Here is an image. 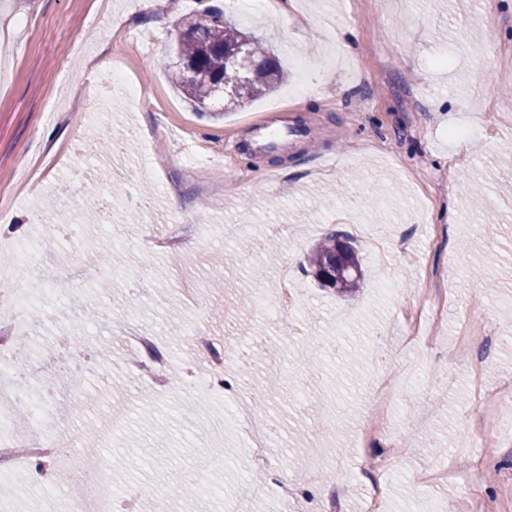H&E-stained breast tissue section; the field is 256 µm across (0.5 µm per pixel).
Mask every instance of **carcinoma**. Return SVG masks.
Wrapping results in <instances>:
<instances>
[{
  "label": "carcinoma",
  "mask_w": 512,
  "mask_h": 512,
  "mask_svg": "<svg viewBox=\"0 0 512 512\" xmlns=\"http://www.w3.org/2000/svg\"><path fill=\"white\" fill-rule=\"evenodd\" d=\"M244 43L259 61L243 76L224 63V55ZM178 47L180 67L173 70L175 81L200 104L213 98V88L225 85L231 92L222 95L224 109L232 110L242 97L263 95L283 78L266 44L254 34L240 30L237 23L215 9L206 10L190 23ZM308 264L319 285L338 296L354 292L363 278L359 257L349 238L340 232H330L315 246L308 255Z\"/></svg>",
  "instance_id": "cac0c4a2"
}]
</instances>
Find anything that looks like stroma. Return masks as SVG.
I'll use <instances>...</instances> for the list:
<instances>
[{"label":"stroma","mask_w":512,"mask_h":512,"mask_svg":"<svg viewBox=\"0 0 512 512\" xmlns=\"http://www.w3.org/2000/svg\"><path fill=\"white\" fill-rule=\"evenodd\" d=\"M0 0V237L25 249L47 244L40 299L48 315L21 341L17 387L53 429L74 439L68 468L84 466L83 444L114 399L130 408L125 428L100 447L118 495L158 488L139 512H224L225 500L253 484L240 455L247 438L237 407L258 402L260 421L280 429L270 453L276 477L247 512H512V435L494 438L475 399L502 417L512 404L498 387L512 382V0H297L274 15L267 0H191L167 12L141 0ZM268 38L284 68L271 93L216 116L170 77L179 24L201 3ZM278 133L276 151L258 147V127ZM114 144V154L104 147ZM484 206L472 212L465 185ZM84 222L81 242L60 243L54 227ZM176 231L180 252L147 250L141 229ZM497 227L486 279L469 272L464 250L482 225ZM405 230L406 250L390 269L370 258L366 239ZM353 240L363 269L358 291L337 297L307 273L305 257L330 231ZM85 264L77 302L56 292L60 272ZM298 294L270 320L239 302L269 298L282 266ZM437 284L448 315L432 346L405 361L393 351L416 314V289ZM204 316L215 346L235 345L245 364L237 393L185 392L205 373L185 340ZM473 335L488 323L498 339L473 375L452 349L462 323ZM155 338L156 356L178 391L155 389L132 364V330ZM80 343H70L71 335ZM329 346L310 368L309 342ZM430 372L419 392L396 389L383 412L392 437L364 430L370 387L395 366ZM80 379L43 403L46 370ZM325 461L337 499L281 503L277 479L302 478L303 464ZM452 458L458 473L481 464L476 494L455 483L416 484ZM33 464L0 469V503L32 512L30 495L65 483L33 477ZM204 478L212 493L186 495Z\"/></svg>","instance_id":"1"}]
</instances>
